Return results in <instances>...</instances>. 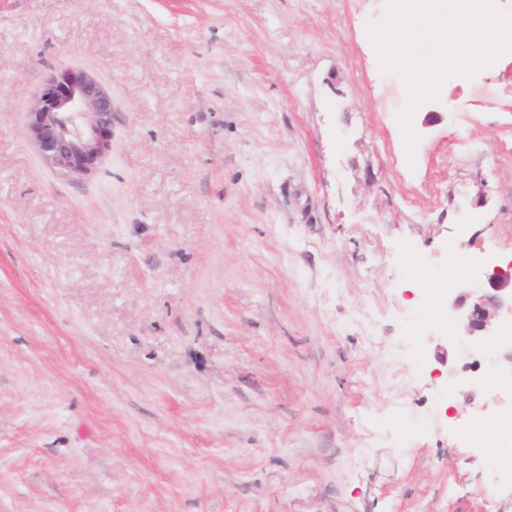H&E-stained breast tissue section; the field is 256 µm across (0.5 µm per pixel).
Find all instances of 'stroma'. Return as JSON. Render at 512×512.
Returning a JSON list of instances; mask_svg holds the SVG:
<instances>
[{
  "mask_svg": "<svg viewBox=\"0 0 512 512\" xmlns=\"http://www.w3.org/2000/svg\"><path fill=\"white\" fill-rule=\"evenodd\" d=\"M381 0H0V512H512L475 422L512 327L453 359L451 267L512 254V63L445 83L407 157ZM112 96L45 169L25 101ZM458 260H451V252ZM25 120L28 138L58 175H88L112 152V96L85 68L48 77L26 101Z\"/></svg>",
  "mask_w": 512,
  "mask_h": 512,
  "instance_id": "obj_1",
  "label": "stroma"
}]
</instances>
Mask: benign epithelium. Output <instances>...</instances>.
Returning a JSON list of instances; mask_svg holds the SVG:
<instances>
[{
	"instance_id": "obj_1",
	"label": "benign epithelium",
	"mask_w": 512,
	"mask_h": 512,
	"mask_svg": "<svg viewBox=\"0 0 512 512\" xmlns=\"http://www.w3.org/2000/svg\"><path fill=\"white\" fill-rule=\"evenodd\" d=\"M25 120L28 138L58 175H88L112 152V96L85 68L48 77L26 101ZM484 276L490 289L464 283L448 300V317L474 351L496 336L502 315H512V264L488 266Z\"/></svg>"
}]
</instances>
